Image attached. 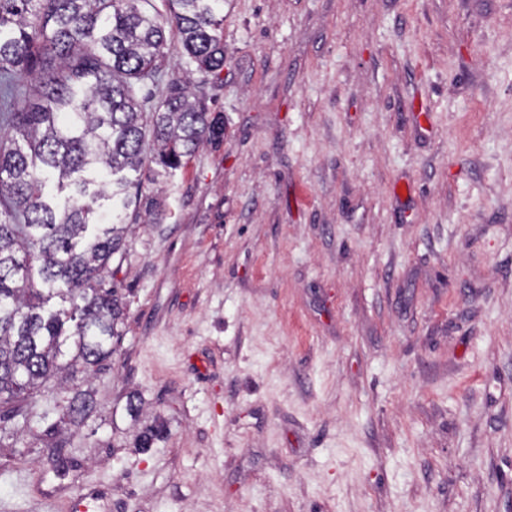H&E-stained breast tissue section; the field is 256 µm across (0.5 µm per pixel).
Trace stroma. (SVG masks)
Returning <instances> with one entry per match:
<instances>
[{
    "mask_svg": "<svg viewBox=\"0 0 512 512\" xmlns=\"http://www.w3.org/2000/svg\"><path fill=\"white\" fill-rule=\"evenodd\" d=\"M223 15L224 139L145 183L121 341L0 430V512H512V0ZM95 409V402L89 390H73L72 395L67 398L66 405L62 410L59 420L49 424L44 430L47 441L44 447L48 449L49 455L58 463V468L67 466V460L62 454L63 445L55 441L62 425L79 427ZM167 424L164 420L156 417L150 424L139 428L134 439L133 448L147 451L167 436Z\"/></svg>",
    "mask_w": 512,
    "mask_h": 512,
    "instance_id": "35a3bbf8",
    "label": "stroma"
}]
</instances>
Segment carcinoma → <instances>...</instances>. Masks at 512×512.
<instances>
[{
	"label": "carcinoma",
	"instance_id": "obj_1",
	"mask_svg": "<svg viewBox=\"0 0 512 512\" xmlns=\"http://www.w3.org/2000/svg\"><path fill=\"white\" fill-rule=\"evenodd\" d=\"M165 2L164 15L153 0H0V422H28L48 379L112 356L124 303L105 279L147 166L171 173L224 136L187 77L149 111L138 96L160 76L169 26L198 72L224 70V0ZM94 409L75 390L44 430L58 467L56 434ZM166 436L156 417L134 447Z\"/></svg>",
	"mask_w": 512,
	"mask_h": 512
}]
</instances>
